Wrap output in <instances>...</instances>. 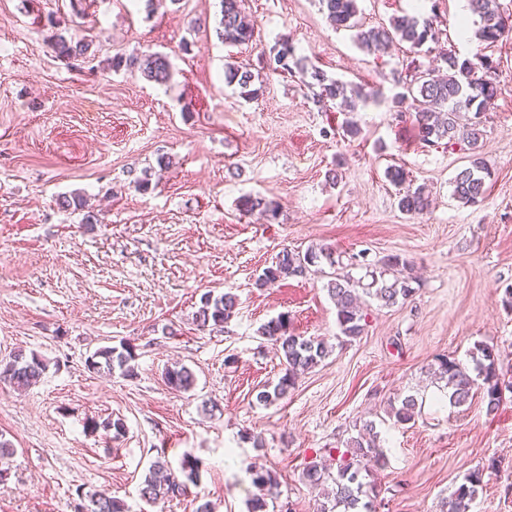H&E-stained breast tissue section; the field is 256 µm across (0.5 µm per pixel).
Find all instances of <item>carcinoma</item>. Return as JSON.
I'll use <instances>...</instances> for the list:
<instances>
[{"instance_id": "carcinoma-1", "label": "carcinoma", "mask_w": 512, "mask_h": 512, "mask_svg": "<svg viewBox=\"0 0 512 512\" xmlns=\"http://www.w3.org/2000/svg\"><path fill=\"white\" fill-rule=\"evenodd\" d=\"M473 13L480 18L477 37L489 44L499 43L505 33L512 31V15H505L499 0H469ZM221 18L218 36L224 43L244 45L252 41L254 23L247 19L242 10V0H220ZM321 10L337 28L355 31L358 46L374 52L388 47L398 40L418 48L427 41L438 39L439 30L432 18H419L404 14L391 19L390 25L366 28L357 18V0H320ZM273 73L290 74L297 68L309 73L315 88L312 103L321 111L332 104H338L349 114L342 125L343 135L356 138L361 130L352 114L381 102L379 90L358 84H348L333 79L321 69H307L302 59L296 56L294 44L288 37L278 42ZM52 49L61 60L69 63L85 57L88 47L80 42H72L62 34L53 36ZM441 65L420 69L413 67L405 78L395 79L400 91L392 98V107L402 114H409L417 129L420 141L428 146L441 142L453 145L458 130L465 129V140L472 153L470 166L457 172L451 180L453 196L464 204H475L483 199L487 188L486 179L490 176L488 168L479 151L483 146L485 129L481 114L488 111L499 95V84L492 77H477L476 70L483 69L493 73L495 65L487 56H481L474 62L460 58L448 52L440 57ZM112 67L136 70L145 79L157 84H166L172 77V66L167 55L138 51L128 56L112 59ZM227 85L240 89L239 96L253 100L258 97V89L252 88L255 74L243 66L228 64L224 71ZM429 207V199L421 187H405L398 196V208L406 215L419 216ZM239 210L247 215L258 213L268 221L277 220L280 212L278 202L251 194L239 200ZM335 267L339 263L336 250L327 244L313 245L305 252L283 248L271 265L265 267L256 280L261 288L271 287L278 281L291 276H302L312 267L322 264ZM383 270L371 272V282L365 284L348 275L336 277L327 283L328 294L336 304V322L340 334L353 339L364 332L366 314L361 307L362 296H367L391 307L410 298L415 292L411 286L412 277L404 274L408 262L398 255H390L382 261ZM237 296L226 292L219 296L204 294L200 306L195 312L193 322L199 329L223 326L236 314ZM260 336L272 342L280 354L282 375L277 381L266 384L256 394V400L263 405H271L288 395L294 388L297 376L320 365L332 352V347L324 340L297 335L288 331V315L279 314L264 323L259 330ZM475 373L456 361L446 357L438 360L435 376L443 383L442 389L450 404L462 407L474 397V392H483L486 411L491 414L500 406L504 391L512 392V380H505L500 371L498 355L494 347L479 344L472 352ZM136 354L132 346H105L97 349L87 360L88 368L111 374L120 371L125 377L135 376L132 365ZM48 364L36 353L26 354L19 350L7 362H0V380L26 388L37 383L46 372ZM169 387L183 392L195 388V372L182 363H176L164 373ZM418 409V399L407 395L401 399L399 407L391 409L390 418L398 424L414 419ZM386 452L380 445V434L376 422L364 420L358 425L357 433L345 442V451L338 458L336 472L325 465L313 461L306 465L302 479L314 486H320L326 501L320 504L319 512H374L373 501L368 499L369 484L366 474L373 467L386 464ZM200 463L186 456L175 469L168 460L159 456L150 465L148 473L139 489L140 496L148 503H159L177 498L187 493L190 486L198 484ZM253 484L272 491L278 487L274 472L259 466L249 468ZM482 471L468 473L449 499L445 501L446 512H468L469 505L482 487ZM82 512H127L123 501L105 492H88L81 495Z\"/></svg>"}]
</instances>
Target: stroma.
Returning <instances> with one entry per match:
<instances>
[{
    "label": "stroma",
    "instance_id": "stroma-1",
    "mask_svg": "<svg viewBox=\"0 0 512 512\" xmlns=\"http://www.w3.org/2000/svg\"><path fill=\"white\" fill-rule=\"evenodd\" d=\"M365 26L437 13L438 41L368 53L332 27L318 0H243L255 24L248 44L218 38L220 0H0V360L36 353L48 368L35 385L0 383V435L14 455L0 462V512H75L80 493L102 491L128 512H248L249 466L274 470L278 503L315 512L321 490L307 463L343 448L359 421H376L385 468L368 480L376 512H439L465 475L483 471L470 512H512V394L487 414L481 396L451 406L430 373L439 357L472 367L475 344L493 345L512 375V43L486 46L467 0H357ZM87 44L93 64L67 66L55 34ZM329 77L378 88L383 100L355 113L361 136H342L343 113L318 111L300 74L265 66L281 37ZM455 50L490 56L501 93L484 116L481 153L491 176L483 199L458 202L451 180L465 146H426L411 118L391 107L393 74ZM136 50L166 54L169 84L113 70ZM233 63L262 76L244 100L224 82ZM426 186L430 206H397L389 165ZM342 178L331 183L329 170ZM149 185L137 188L142 174ZM81 195L98 217L62 208ZM245 194L276 200L277 220L245 215ZM329 244L366 268L400 255L415 292L392 307L371 302L362 336H341L325 288L309 271L269 288L263 268L288 247ZM230 292L235 316L220 330L192 317L203 294ZM288 314L290 331L324 338L330 356L271 405L256 394L281 365L258 330ZM137 349L136 374L106 375L86 359L103 346ZM194 370L193 391L164 381ZM423 397L414 422L390 405ZM122 418L120 439L100 429ZM172 466L197 458L202 475L181 497L150 505L139 484L158 455ZM164 379L169 387L183 392L191 391L197 383L195 372L182 363H175L166 368Z\"/></svg>",
    "mask_w": 512,
    "mask_h": 512
}]
</instances>
